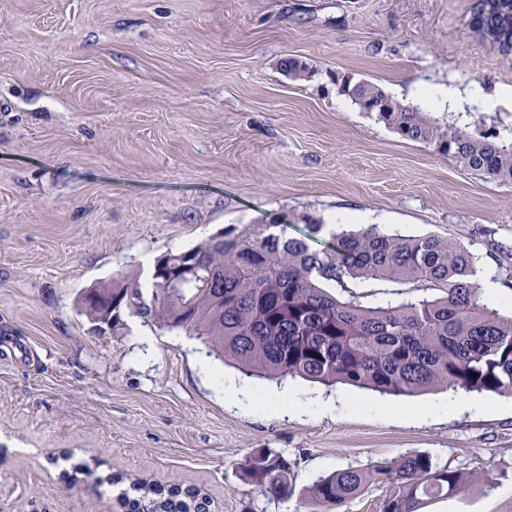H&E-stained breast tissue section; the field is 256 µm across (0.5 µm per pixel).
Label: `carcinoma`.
<instances>
[{
	"label": "carcinoma",
	"mask_w": 512,
	"mask_h": 512,
	"mask_svg": "<svg viewBox=\"0 0 512 512\" xmlns=\"http://www.w3.org/2000/svg\"><path fill=\"white\" fill-rule=\"evenodd\" d=\"M472 28L502 51L512 50V0H479ZM294 80L309 77L302 62L287 58ZM352 101L386 98L379 120L410 141L486 178L512 180V137L467 123H442L429 112L395 99L379 86L336 76ZM292 236L286 224H251L156 258L151 287L135 274L113 277L90 291L116 301L112 328L128 313L170 331L205 339L224 361L271 378L299 377L394 396L439 387L465 393L512 395V314L486 302L477 283L476 258L464 245L436 236L389 234L369 224L333 231L321 249L312 235ZM196 265L177 296L165 294L168 276ZM389 280L411 285L367 306L351 285ZM346 296L331 294L325 284ZM245 474L275 495H290L292 462L253 454ZM476 472L453 469L426 454H408L388 465L350 467L320 477L304 494L329 512L373 485L387 488L382 512H421L480 482ZM133 512H201L199 493L130 483Z\"/></svg>",
	"instance_id": "obj_1"
}]
</instances>
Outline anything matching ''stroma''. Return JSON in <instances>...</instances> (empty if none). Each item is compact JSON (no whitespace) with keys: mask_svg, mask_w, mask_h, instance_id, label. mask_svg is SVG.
Here are the masks:
<instances>
[{"mask_svg":"<svg viewBox=\"0 0 512 512\" xmlns=\"http://www.w3.org/2000/svg\"><path fill=\"white\" fill-rule=\"evenodd\" d=\"M476 0H0V512H128L132 479L211 512H321L301 492L347 467L426 453L482 484L423 512H512V396L395 397L248 375L202 339L126 317L95 331L80 295L229 225L290 234L359 213L466 245L512 313V181L404 139L334 82L367 80L451 122L512 127V52ZM293 57L312 70L293 81ZM288 457L297 491L244 474Z\"/></svg>","mask_w":512,"mask_h":512,"instance_id":"1","label":"stroma"}]
</instances>
